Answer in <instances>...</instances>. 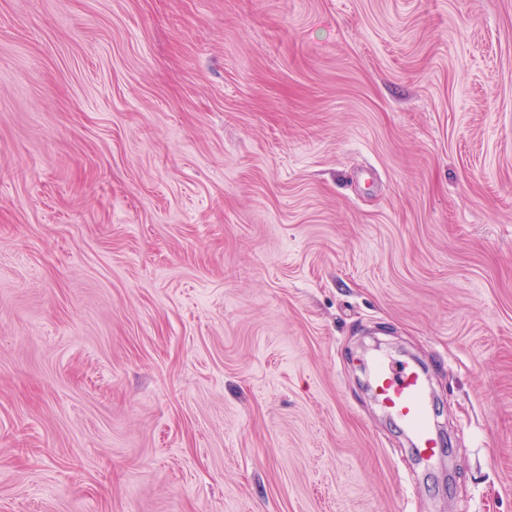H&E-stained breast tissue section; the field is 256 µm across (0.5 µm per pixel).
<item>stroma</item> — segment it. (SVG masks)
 Returning <instances> with one entry per match:
<instances>
[{"instance_id":"obj_1","label":"stroma","mask_w":512,"mask_h":512,"mask_svg":"<svg viewBox=\"0 0 512 512\" xmlns=\"http://www.w3.org/2000/svg\"><path fill=\"white\" fill-rule=\"evenodd\" d=\"M0 512H512V0H0ZM370 387L375 403L405 428L416 455L425 461L439 457L444 444L422 369L412 362L375 359Z\"/></svg>"}]
</instances>
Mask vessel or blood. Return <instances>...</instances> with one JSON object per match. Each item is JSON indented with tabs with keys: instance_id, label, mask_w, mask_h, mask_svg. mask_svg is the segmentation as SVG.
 I'll return each instance as SVG.
<instances>
[{
	"instance_id": "1",
	"label": "vessel or blood",
	"mask_w": 512,
	"mask_h": 512,
	"mask_svg": "<svg viewBox=\"0 0 512 512\" xmlns=\"http://www.w3.org/2000/svg\"><path fill=\"white\" fill-rule=\"evenodd\" d=\"M370 387L375 403L405 428L416 455L425 461L437 458L443 441L422 369L411 362L375 359Z\"/></svg>"
}]
</instances>
